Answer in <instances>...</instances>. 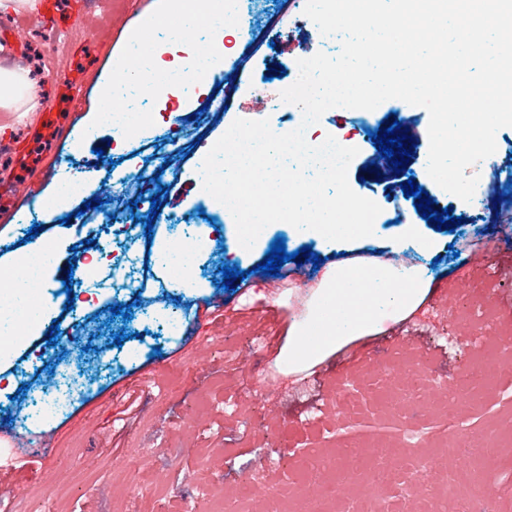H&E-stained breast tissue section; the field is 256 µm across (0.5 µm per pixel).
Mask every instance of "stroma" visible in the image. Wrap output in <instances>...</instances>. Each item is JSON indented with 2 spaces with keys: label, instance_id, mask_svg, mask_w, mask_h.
Wrapping results in <instances>:
<instances>
[{
  "label": "stroma",
  "instance_id": "35a3bbf8",
  "mask_svg": "<svg viewBox=\"0 0 512 512\" xmlns=\"http://www.w3.org/2000/svg\"><path fill=\"white\" fill-rule=\"evenodd\" d=\"M55 2L53 25L25 6L0 19V44L10 47L0 54V68L12 65L37 76L43 99L22 126L15 154L0 162V267L20 261V242L31 229L55 245L47 274L54 300L40 323L0 356V430L26 434L36 397L53 387L58 372L68 371L80 392L54 420L32 464L0 470V504L11 512H222L245 486L252 492L250 512L279 506L296 512L302 497L320 501L321 512H369L377 500L397 512L395 487L374 494L360 476L345 473L334 504L324 503V471H299L296 458L286 454L290 447L316 454L381 440L394 450L390 465L402 474L417 467L425 488L455 477L460 492L438 499L440 512H460L471 494L473 512H512V498L504 493L512 487V464L484 467L489 492L482 496L470 461L451 451L466 431L491 437L501 450L512 448V373L500 369L495 353L512 321V248L500 243L512 233V127L498 131L492 162L476 166L481 193L467 203L426 172V109L389 99L374 112H325L318 130L361 145L348 181L381 208L373 236L325 243L318 234L272 224L247 251L227 216L209 221L199 215L197 163L235 119L287 125L290 117L278 102L288 71L304 56L337 55L340 39L326 40L305 15V0H242L241 23L226 30L229 60L242 67L231 90L222 88L227 73L217 74L196 92L175 91L174 102H152L155 123L140 134L123 139L104 125L86 140L85 119L154 0H127L124 11L111 15L102 0ZM107 17L109 32L89 35V27ZM393 115L416 143L410 162L399 173L388 161L371 171L376 152L369 134L389 127ZM65 171L87 179L68 222L42 207ZM410 179L437 210L448 208L461 218L454 232L423 219L417 197L391 194V185ZM19 185L28 187L27 196L13 194ZM155 196L162 203L156 213L150 203ZM93 198L101 200L100 208L90 207ZM407 220L415 228L410 236L400 232ZM150 227L157 242L175 229L202 237L193 287L169 281L161 263L144 268L140 237ZM278 237L287 252L308 246L328 264L346 256L395 255L423 268L431 287L408 318L386 319L380 333L292 369L289 333L319 286V270L309 261H288L282 277L257 271ZM425 238L434 249L421 247ZM476 238L481 250L453 255V248ZM102 251L117 272L111 287L98 291L88 280L64 287L76 253L95 257ZM226 265L247 272L246 285L224 291ZM143 281L147 290L135 296ZM466 299L495 309V330L465 318ZM67 300L73 303L67 329L53 335L52 322ZM120 303L130 305L129 317L107 312V305ZM172 317L180 322L173 336L164 329ZM122 332L128 340L115 345ZM473 360L494 372L497 383L466 395L454 408L456 424H445L433 395ZM416 362L429 366L432 392L407 402L403 416L391 420L394 378Z\"/></svg>",
  "mask_w": 512,
  "mask_h": 512
}]
</instances>
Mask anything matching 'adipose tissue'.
Wrapping results in <instances>:
<instances>
[{"instance_id": "ef3b65f1", "label": "adipose tissue", "mask_w": 512, "mask_h": 512, "mask_svg": "<svg viewBox=\"0 0 512 512\" xmlns=\"http://www.w3.org/2000/svg\"><path fill=\"white\" fill-rule=\"evenodd\" d=\"M40 106L36 82L0 69V111L28 114ZM429 288L423 270L398 268L376 258L356 257L327 268L306 316L295 325L288 345L289 367L320 361L327 349L350 338L379 333L380 309H390L392 318H405Z\"/></svg>"}]
</instances>
